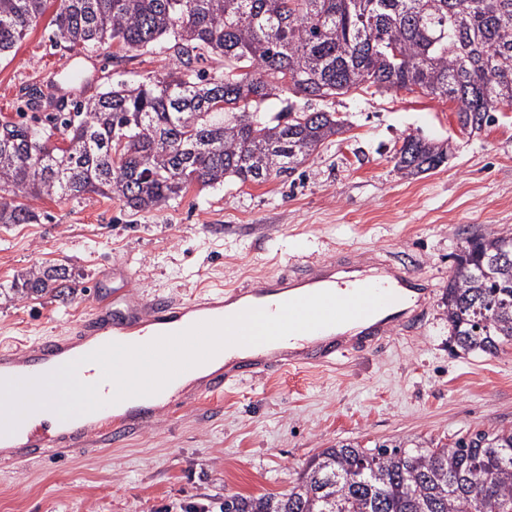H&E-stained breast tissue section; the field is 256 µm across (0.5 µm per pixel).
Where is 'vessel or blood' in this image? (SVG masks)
<instances>
[{"label": "vessel or blood", "mask_w": 512, "mask_h": 512, "mask_svg": "<svg viewBox=\"0 0 512 512\" xmlns=\"http://www.w3.org/2000/svg\"><path fill=\"white\" fill-rule=\"evenodd\" d=\"M373 285L393 294V302L367 317L324 328V341L302 353L288 352L278 361L243 360L229 372L212 373L198 396L202 399L215 398L223 395L225 385L231 382L275 373L288 367L331 363L336 355L345 354L343 339L352 335L357 328L366 326L370 331L379 332L404 324L413 313V300L424 297V288L416 276L388 261L384 262L379 274L373 275L358 267L337 265L331 260L313 267L296 265L284 269L278 276L261 284L244 286L230 295L216 294L203 307L194 297L176 303L170 297L159 294L141 305L127 306L123 303L122 290L118 289L78 322L74 335L79 341L94 336H111L118 331L162 336L178 332L182 317L200 309L205 312V321L226 319L225 306L232 297L240 299L242 309L262 308L274 313L296 292L306 296L337 288L355 291ZM64 345L63 338L48 336L25 349L1 347L0 379L34 378L54 371L59 366L58 357ZM78 377L83 382L98 384L102 398H111L115 393L114 384L103 380L102 369L96 363L83 364L78 370ZM153 421L154 415L148 408L139 409L131 420L120 419L107 424L94 422L89 413L63 421L52 411L43 410L38 416L28 419L26 429L15 437L13 445L29 456L71 451L91 440L112 446L120 444L131 431Z\"/></svg>", "instance_id": "obj_1"}]
</instances>
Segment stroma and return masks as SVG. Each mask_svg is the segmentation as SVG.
<instances>
[{
  "label": "stroma",
  "mask_w": 512,
  "mask_h": 512,
  "mask_svg": "<svg viewBox=\"0 0 512 512\" xmlns=\"http://www.w3.org/2000/svg\"><path fill=\"white\" fill-rule=\"evenodd\" d=\"M57 4L0 58V118L91 99L166 72L161 39L141 51L87 52L53 39ZM298 108L343 117L288 178L190 186L157 210L135 212L89 194L32 203L34 224L0 228V345L66 333L112 292L125 267L129 304L163 293L204 298L345 252L364 265L399 260L430 290L417 321L323 369L288 370L228 386L222 397L158 411L152 425L112 448L35 458L0 455V512H219L225 496L278 493L321 449L451 441L512 428V348L453 352L442 304L464 239L512 231V108L481 132L461 131L453 102L420 89H356ZM445 143L439 168L407 177L393 156L404 138ZM66 265L73 299L10 298L18 275Z\"/></svg>",
  "instance_id": "1"
}]
</instances>
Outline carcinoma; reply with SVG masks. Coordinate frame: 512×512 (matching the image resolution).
I'll use <instances>...</instances> for the list:
<instances>
[{
    "mask_svg": "<svg viewBox=\"0 0 512 512\" xmlns=\"http://www.w3.org/2000/svg\"><path fill=\"white\" fill-rule=\"evenodd\" d=\"M48 0H0V57L44 15ZM56 38L140 51L166 38L176 64L135 87L72 108L0 120V226L33 224L30 199L98 194L131 210L159 209L196 183L262 184L289 177L343 132L334 112H264L272 96L306 99L416 87L456 104L476 132L512 107V0H58ZM224 57V72L194 67ZM59 130L68 141L50 140ZM395 168L413 177L447 150L409 135ZM63 266L31 269L16 298L65 300ZM454 342L496 353L512 345V234H473L445 296ZM223 512H512V429L453 444L342 443L314 455L278 494L224 498Z\"/></svg>",
    "mask_w": 512,
    "mask_h": 512,
    "instance_id": "obj_1",
    "label": "carcinoma"
}]
</instances>
